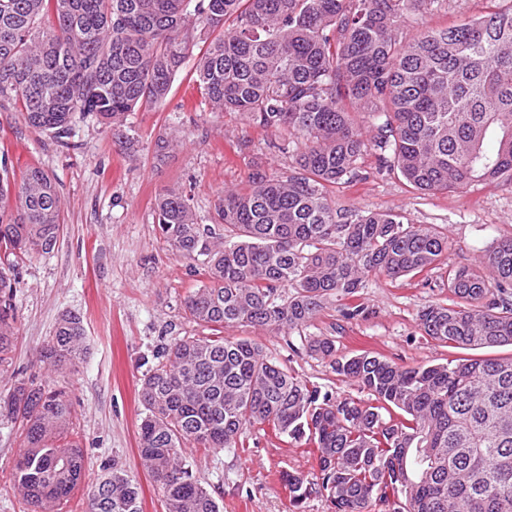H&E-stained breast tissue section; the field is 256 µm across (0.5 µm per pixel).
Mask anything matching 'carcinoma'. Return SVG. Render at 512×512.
I'll return each instance as SVG.
<instances>
[{"instance_id":"1","label":"carcinoma","mask_w":512,"mask_h":512,"mask_svg":"<svg viewBox=\"0 0 512 512\" xmlns=\"http://www.w3.org/2000/svg\"><path fill=\"white\" fill-rule=\"evenodd\" d=\"M442 0H0V109L59 142L75 114L123 138L127 113L170 93L203 26L217 33L196 74L213 112H235L304 140L288 175L253 174L198 223L188 196L167 188L154 208L163 239L205 282L185 299L214 336H184L140 381L142 465L165 512H221L193 472L188 448L242 443L249 427L316 445L320 483L284 473L290 501L312 492L333 512H512V356L403 367L364 351L334 361L369 392L333 398L224 328L294 330L354 296L372 274L416 276L448 255L445 229L392 212L338 208L334 185L359 177L369 146L379 168L415 190L471 182L512 185V8L413 39L402 28ZM53 15L47 26L44 17ZM383 118L368 140L356 114ZM177 136L155 143L159 161ZM61 196L39 165L16 179L0 164V364L16 335L14 288L33 254L62 229ZM291 291L283 294L280 287ZM448 301L418 314L430 339L452 347L512 346V237L481 267H448ZM82 317L66 314L40 361L76 365ZM0 415L23 426L13 486L27 512H63L85 460L67 393L19 380ZM89 512H143L138 484L112 468Z\"/></svg>"}]
</instances>
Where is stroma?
Here are the masks:
<instances>
[{"instance_id":"1","label":"stroma","mask_w":512,"mask_h":512,"mask_svg":"<svg viewBox=\"0 0 512 512\" xmlns=\"http://www.w3.org/2000/svg\"><path fill=\"white\" fill-rule=\"evenodd\" d=\"M488 7L489 0H445L404 34L412 38L424 28L459 23L485 14ZM172 132L180 142L164 163H157L154 143ZM124 134L130 145L120 144L96 118L80 117L61 144L27 126L19 113L0 109V159L18 174L42 166L63 203L55 249L32 255L20 271L16 336L7 363L0 365V400L23 378L68 391L86 471L65 512H87L92 483L103 467L114 464L139 484L143 512H164L160 486L137 449L145 415L137 387L156 351L208 330L185 312V299L201 277L160 236L156 195L167 187L183 189L199 223L208 224L220 191L246 186L259 171L291 172L302 147L300 138L285 131L212 112L191 58L163 102L129 113ZM377 156L368 150L360 178L334 187L337 206L391 210L414 224L447 228L448 262L455 266L476 264L496 240L512 236V186L473 182L453 192L424 194L411 190L396 172L379 170ZM447 297L439 269L396 280L372 275L357 294L364 312L356 319H343L333 307L289 332L246 326L225 329L224 337L257 343L321 392L364 400L367 392L342 380L330 358L311 354L309 341L328 338L337 356L372 351L405 367L512 354L511 346L467 351L424 336L419 312ZM68 313L83 318L85 350L77 370L55 372L38 362L35 352ZM22 450L19 423L0 416V512H25L12 485ZM316 456L312 443L257 425L248 431L245 447L195 452L192 467L223 512H331L325 498L315 494L292 507L279 479L280 472L289 471L315 481Z\"/></svg>"}]
</instances>
